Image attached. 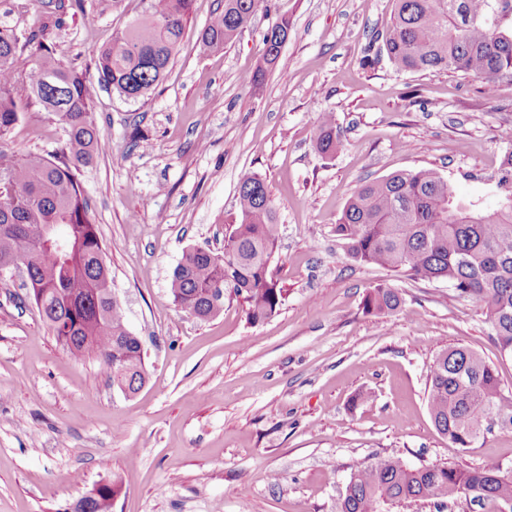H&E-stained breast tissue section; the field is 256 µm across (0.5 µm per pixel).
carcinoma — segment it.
<instances>
[{"mask_svg":"<svg viewBox=\"0 0 512 512\" xmlns=\"http://www.w3.org/2000/svg\"><path fill=\"white\" fill-rule=\"evenodd\" d=\"M193 0H147L145 10L98 58V81L137 101L164 79L186 33ZM382 47L400 72L461 71L484 82L497 97L512 87V0H392ZM267 0H224L199 33L209 49L228 45L251 23ZM292 27L277 20L263 36L265 68L244 78L261 85L264 69L276 66ZM36 45L30 95L15 96L14 64L19 45ZM94 85L65 67L45 34L0 29V141L23 117L39 108L64 126L66 140L47 156L18 157L0 150V268H32L30 296L57 342L73 357L96 358L112 384L134 394L145 382L144 353L126 327L122 304L108 299L112 287L98 229L76 178L106 145L93 118ZM333 113L321 114L316 147L336 152ZM498 208L485 212L456 198L434 169L391 174L363 184L347 201L336 239L356 263L378 266L414 279L445 280L462 298L481 302L503 356H512V150L501 163ZM239 207L224 236V251L193 247L175 267L169 290L174 302L200 320L224 310L222 288L246 304L259 323L272 316L283 289L269 277L279 239L277 209L265 180L245 171L238 180ZM401 306L397 289L368 291L364 309L389 314ZM427 404L436 429L456 448H472L489 422L512 432V396L500 389L493 366L476 352L450 348L428 372ZM119 485L105 482L81 496L72 512H112ZM469 494L480 508L512 507V475L487 460L472 471L441 464L411 468L389 455L358 468L336 512H378L382 504Z\"/></svg>","mask_w":512,"mask_h":512,"instance_id":"cac0c4a2","label":"carcinoma"}]
</instances>
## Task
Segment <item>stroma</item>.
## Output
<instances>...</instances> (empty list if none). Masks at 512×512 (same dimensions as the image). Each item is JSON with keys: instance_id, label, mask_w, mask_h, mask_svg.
Returning <instances> with one entry per match:
<instances>
[{"instance_id": "obj_1", "label": "stroma", "mask_w": 512, "mask_h": 512, "mask_svg": "<svg viewBox=\"0 0 512 512\" xmlns=\"http://www.w3.org/2000/svg\"><path fill=\"white\" fill-rule=\"evenodd\" d=\"M0 0V26L45 29L66 67L98 77L100 51L145 0ZM224 0H194L163 82L128 101L99 90L107 150L78 174L123 304L144 347L138 393L113 387L92 358L75 359L48 331L22 278L0 275V512H71L105 478L131 475L112 512H336L360 464L395 454L407 465L471 470L488 459L512 473V433L451 446L431 418L435 357L466 347L512 394L483 303L443 280L354 263L335 224L368 179L434 168L455 193L494 210L512 129V96L491 98L461 72L400 73L378 52L392 0H271L229 45L198 33ZM293 34L261 92L240 80L263 62L279 17ZM333 112L334 156L315 146ZM65 140L29 111L0 148L45 155ZM265 179L280 239L269 272L285 290L272 317L249 323L225 298L202 321L177 305L170 276L192 247L224 248L237 183ZM399 289L402 305L371 314L369 288ZM371 400L356 404L358 394Z\"/></svg>"}]
</instances>
